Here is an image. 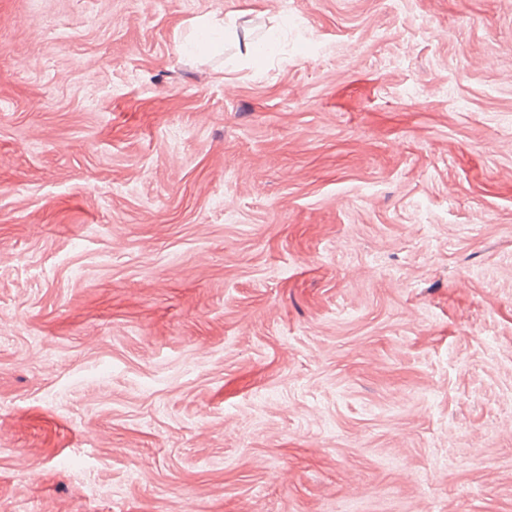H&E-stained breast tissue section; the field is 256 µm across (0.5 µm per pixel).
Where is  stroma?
Returning <instances> with one entry per match:
<instances>
[{"instance_id": "obj_1", "label": "stroma", "mask_w": 512, "mask_h": 512, "mask_svg": "<svg viewBox=\"0 0 512 512\" xmlns=\"http://www.w3.org/2000/svg\"><path fill=\"white\" fill-rule=\"evenodd\" d=\"M510 70L512 0H0V512H512Z\"/></svg>"}]
</instances>
